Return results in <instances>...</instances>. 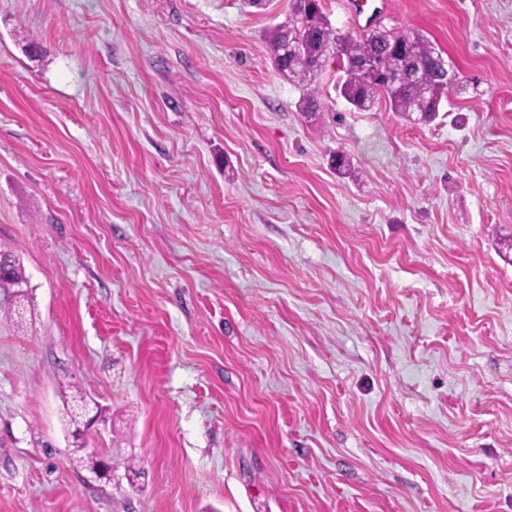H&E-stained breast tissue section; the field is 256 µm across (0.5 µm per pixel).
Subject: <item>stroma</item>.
Here are the masks:
<instances>
[{
	"mask_svg": "<svg viewBox=\"0 0 512 512\" xmlns=\"http://www.w3.org/2000/svg\"><path fill=\"white\" fill-rule=\"evenodd\" d=\"M386 6L431 122L301 112L288 0H0V512H512V0ZM28 288L29 281L20 262L9 251L0 249V290L10 294L13 299L9 307L11 313L26 309ZM73 398H78L79 401L77 399L74 401L81 403V406L79 403H77V407L80 409L79 412H77L74 408L69 409L68 411L69 425L73 427L71 434L75 440V443H77L76 448H74V452L76 454L79 453V455L75 457V460L80 465L84 466L86 469L93 473L100 464L99 455L97 456L93 453H87L83 445L84 443L81 441L83 440L86 428V413L89 411L87 409V401L85 400V396L82 394V392H79V395L74 396Z\"/></svg>",
	"mask_w": 512,
	"mask_h": 512,
	"instance_id": "stroma-1",
	"label": "stroma"
}]
</instances>
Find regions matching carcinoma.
Returning a JSON list of instances; mask_svg holds the SVG:
<instances>
[{"mask_svg":"<svg viewBox=\"0 0 512 512\" xmlns=\"http://www.w3.org/2000/svg\"><path fill=\"white\" fill-rule=\"evenodd\" d=\"M297 31L303 39V57L291 60L282 55L281 46L288 33ZM336 41V29L321 10L320 0H289L288 18L276 25L267 38V48L275 69L285 78L304 88L299 107L312 113L320 109L318 92L312 87L315 73L321 68L325 47ZM342 75L335 90L359 111L371 110L384 100L391 111L419 120H432L448 101L446 70L442 55L424 35L416 32L382 31L364 36H345L342 44ZM406 65L420 68L422 79L408 82L398 78ZM29 281L20 262L8 251L0 250V290L11 295L12 308L25 310ZM79 410L68 411L69 425L75 440L76 462L95 471L99 456L87 453L82 443L86 424L87 401L78 395Z\"/></svg>","mask_w":512,"mask_h":512,"instance_id":"cac0c4a2","label":"carcinoma"}]
</instances>
